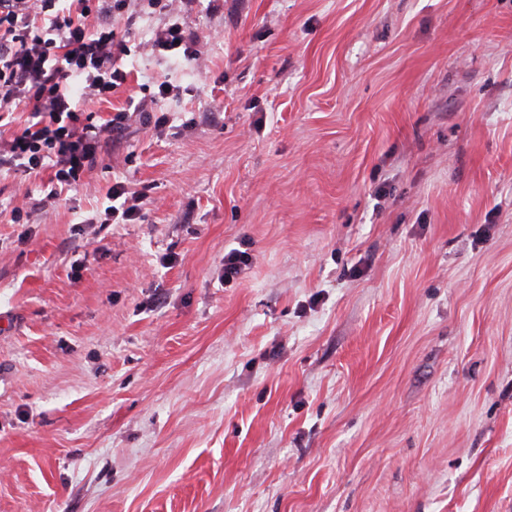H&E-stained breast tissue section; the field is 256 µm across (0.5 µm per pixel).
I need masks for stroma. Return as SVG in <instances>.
<instances>
[{
  "label": "stroma",
  "mask_w": 512,
  "mask_h": 512,
  "mask_svg": "<svg viewBox=\"0 0 512 512\" xmlns=\"http://www.w3.org/2000/svg\"><path fill=\"white\" fill-rule=\"evenodd\" d=\"M185 22L94 106L168 79L166 126L20 224L0 174V512H512V0ZM120 198H123L120 207H116L113 204L109 205L103 212H96L87 217L85 219L86 223L114 224V221L121 220L122 224H126L127 222L135 221L140 215L146 194L138 190L132 191L123 182H115L110 188L108 199L114 202Z\"/></svg>",
  "instance_id": "1"
}]
</instances>
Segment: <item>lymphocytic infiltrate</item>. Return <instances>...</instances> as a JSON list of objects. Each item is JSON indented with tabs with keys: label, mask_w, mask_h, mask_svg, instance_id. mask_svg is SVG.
Instances as JSON below:
<instances>
[{
	"label": "lymphocytic infiltrate",
	"mask_w": 512,
	"mask_h": 512,
	"mask_svg": "<svg viewBox=\"0 0 512 512\" xmlns=\"http://www.w3.org/2000/svg\"><path fill=\"white\" fill-rule=\"evenodd\" d=\"M201 0H0V112L29 114L21 134L0 141V173L48 172V199L79 186L110 144L124 135L132 115L149 116L175 90L158 83L157 93L127 100L108 119L87 110L126 84L127 48L116 20L163 16L146 48L153 56H175L192 66L202 46L184 17ZM98 25H90V18ZM110 206L89 216L92 224L136 220L144 192L113 183Z\"/></svg>",
	"instance_id": "f902f5d3"
}]
</instances>
